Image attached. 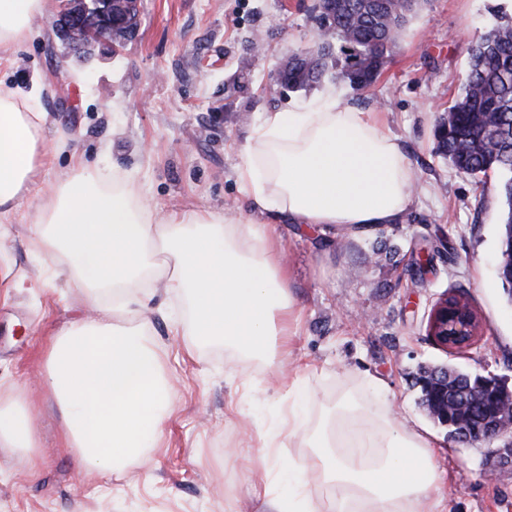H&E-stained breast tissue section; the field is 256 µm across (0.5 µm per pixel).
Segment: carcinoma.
<instances>
[{
	"label": "carcinoma",
	"instance_id": "carcinoma-1",
	"mask_svg": "<svg viewBox=\"0 0 512 512\" xmlns=\"http://www.w3.org/2000/svg\"><path fill=\"white\" fill-rule=\"evenodd\" d=\"M413 0H342L328 24L336 53L315 57L320 44L296 51L286 88L308 89L325 79L361 91L374 84L414 11ZM448 136L435 152L470 176L500 178L503 223L512 224V16L505 13L468 48V75L448 107ZM477 376L448 367V398L476 389Z\"/></svg>",
	"mask_w": 512,
	"mask_h": 512
}]
</instances>
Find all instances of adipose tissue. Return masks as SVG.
<instances>
[{
    "instance_id": "1",
    "label": "adipose tissue",
    "mask_w": 512,
    "mask_h": 512,
    "mask_svg": "<svg viewBox=\"0 0 512 512\" xmlns=\"http://www.w3.org/2000/svg\"><path fill=\"white\" fill-rule=\"evenodd\" d=\"M49 0H0V50L30 34L31 18ZM29 93L0 83V223H9L22 198H42L32 226L46 255L67 257L80 287L111 288V306L70 322L48 349V383L64 399V437L88 461L112 468L158 441L171 394L161 376L147 323L118 327L131 291L165 282L183 296L188 323L170 332L194 346L213 341L245 354L289 351L300 311L288 289L277 226L284 222L360 231L394 223L407 209L412 186L408 161L375 113L327 92L307 111L268 112L242 151L239 180L247 210L161 211L145 206L133 183L90 170L70 158V176L52 189L34 174L42 161L47 113ZM288 416L273 431L281 441L302 439L305 461L289 459L274 485L254 487L259 512H442L433 495L439 474L432 444L413 430H394L389 409L337 400L310 424L309 392L289 381ZM28 405L0 409V446L33 463ZM329 491L313 498L311 482Z\"/></svg>"
}]
</instances>
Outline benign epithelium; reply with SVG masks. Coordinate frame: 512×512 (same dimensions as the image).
I'll return each mask as SVG.
<instances>
[{
	"instance_id": "7a95c632",
	"label": "benign epithelium",
	"mask_w": 512,
	"mask_h": 512,
	"mask_svg": "<svg viewBox=\"0 0 512 512\" xmlns=\"http://www.w3.org/2000/svg\"><path fill=\"white\" fill-rule=\"evenodd\" d=\"M340 0H317L314 14L324 20L336 16ZM138 28V0H70L54 24L56 37L75 53H86L97 44L113 50L122 46ZM427 336L438 347L450 348L448 337L465 336L474 342L478 320L461 297L441 298L434 306ZM421 384L432 393L430 417L448 425L455 420L459 432L454 441L462 444L503 442L492 451L494 461L487 472L494 478L501 468L512 469V392L499 390L497 378L480 377V393L471 398L448 401V374H432Z\"/></svg>"
}]
</instances>
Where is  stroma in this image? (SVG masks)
<instances>
[{"mask_svg":"<svg viewBox=\"0 0 512 512\" xmlns=\"http://www.w3.org/2000/svg\"><path fill=\"white\" fill-rule=\"evenodd\" d=\"M65 3L51 0L27 42L0 63V82L25 92L33 81L42 86L37 105L49 115L52 159L39 182L65 178L77 154L168 211L242 208L240 151L263 113L309 107L333 89L380 113L408 160L414 192L393 224L361 232L282 225L288 288L302 311L284 367L220 342L184 355L186 339L171 335L167 315L185 312V303L156 293L147 339L162 347L174 386L163 445L105 475L86 474L67 447L46 383L48 345L86 314L87 293L43 253L31 231L39 199H25L0 226V407L26 400L38 446L31 466L18 449L0 447V512H257L255 467L274 466L257 437L288 413L284 370L310 389V420L349 394L388 403L399 426L429 435L444 512H512V470L487 478L488 446L451 441L423 410L415 383L421 368L450 363L512 387V303L496 268L499 179L461 173L434 150L437 118L465 76L467 46L494 11L512 14V0H425L366 93L344 82L274 86L278 61L316 43L314 0H140L136 37L86 60L52 31ZM422 244L432 255L424 268L415 262ZM18 280L24 288H15ZM447 293L463 295L480 323L461 351H443L426 335L428 315ZM371 377L382 391L368 388Z\"/></svg>","mask_w":512,"mask_h":512,"instance_id":"1","label":"stroma"}]
</instances>
